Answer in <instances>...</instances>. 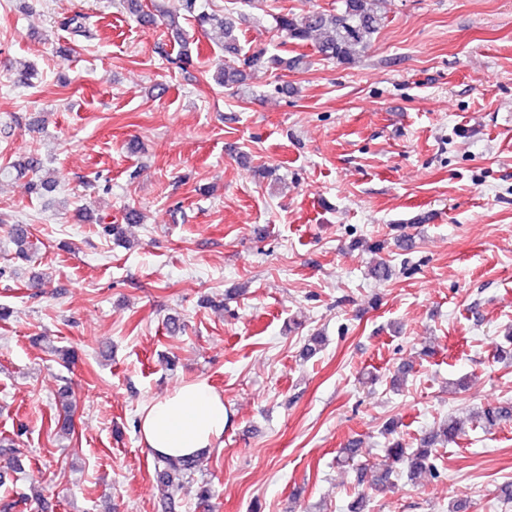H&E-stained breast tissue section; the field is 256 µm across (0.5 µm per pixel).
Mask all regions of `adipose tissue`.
I'll list each match as a JSON object with an SVG mask.
<instances>
[{
    "mask_svg": "<svg viewBox=\"0 0 512 512\" xmlns=\"http://www.w3.org/2000/svg\"><path fill=\"white\" fill-rule=\"evenodd\" d=\"M227 421L223 397L206 381L197 380L147 404L138 429L149 454L184 457L213 447L223 437Z\"/></svg>",
    "mask_w": 512,
    "mask_h": 512,
    "instance_id": "1",
    "label": "adipose tissue"
}]
</instances>
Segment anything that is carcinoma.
I'll use <instances>...</instances> for the list:
<instances>
[{"label":"carcinoma","mask_w":512,"mask_h":512,"mask_svg":"<svg viewBox=\"0 0 512 512\" xmlns=\"http://www.w3.org/2000/svg\"><path fill=\"white\" fill-rule=\"evenodd\" d=\"M179 3L185 15L193 18L200 29L206 31L217 28L221 31L224 39L225 85L239 83L247 69H263L270 64L281 63V58L268 54L266 49L242 46L235 35L232 20L205 11L201 6V0H179ZM125 4L130 13L149 23L156 20L157 14L164 12L159 0H153L152 10L145 8L142 0H125ZM382 21L383 16L374 7L372 0H341V7L333 12L326 13L313 9L297 14L289 11L275 18L277 31L286 42L301 45L313 41L320 56L338 64H350L357 55L367 52L372 47L373 35L380 29ZM61 26L70 29L76 36L88 39L92 37L90 27L78 16L64 18ZM44 170L41 159L30 153L11 166H0V179L9 178L14 173L23 175L35 171L39 173V177L29 183L30 190L36 194L50 192L53 186L49 178L41 175ZM10 235L16 245L17 258L28 259L33 249L28 225H11ZM68 397L69 393L65 389L59 393L62 413L54 418L55 428L65 435L71 434L73 429ZM509 418H512V405H503L482 411L477 415V422L487 430ZM396 431L397 422L389 421L385 426V433L392 436V439L385 448L386 455L402 463L406 480L414 482L423 474H434L431 460L435 446L454 441L459 433V427L455 420L448 419L439 430L424 435L415 448L406 447L404 442L396 437ZM1 448L6 449L8 454L5 464L10 468L18 466L21 450L16 447V441L0 437ZM198 462L197 455L187 458L160 456L157 458L158 479L167 489L178 491L183 486V479L194 472Z\"/></svg>","instance_id":"cac0c4a2"}]
</instances>
